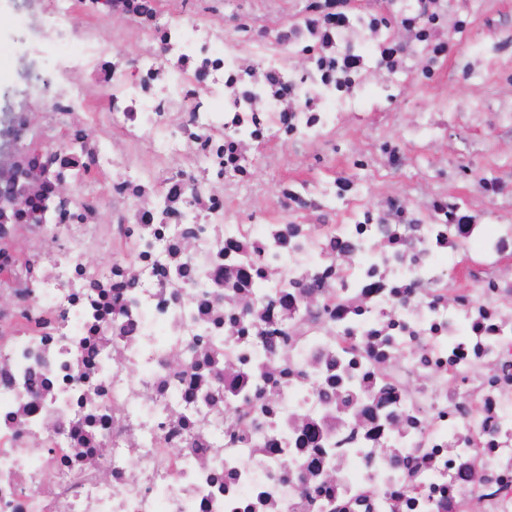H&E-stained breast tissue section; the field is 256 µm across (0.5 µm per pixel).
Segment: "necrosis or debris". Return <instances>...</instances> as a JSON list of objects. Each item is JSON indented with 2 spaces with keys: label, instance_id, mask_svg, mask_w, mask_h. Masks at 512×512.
Here are the masks:
<instances>
[{
  "label": "necrosis or debris",
  "instance_id": "obj_1",
  "mask_svg": "<svg viewBox=\"0 0 512 512\" xmlns=\"http://www.w3.org/2000/svg\"><path fill=\"white\" fill-rule=\"evenodd\" d=\"M281 2L12 0L0 512H512V181L353 177L512 138V21ZM432 175V169L427 161H422L416 167L401 175H387L371 170L356 172V179L364 190L390 189L401 190L409 182L427 183Z\"/></svg>",
  "mask_w": 512,
  "mask_h": 512
}]
</instances>
